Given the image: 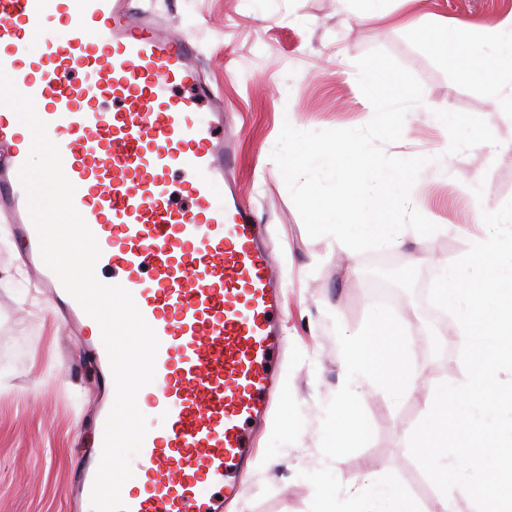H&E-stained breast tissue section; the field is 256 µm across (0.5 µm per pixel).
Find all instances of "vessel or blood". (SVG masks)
Here are the masks:
<instances>
[{
  "instance_id": "vessel-or-blood-1",
  "label": "vessel or blood",
  "mask_w": 512,
  "mask_h": 512,
  "mask_svg": "<svg viewBox=\"0 0 512 512\" xmlns=\"http://www.w3.org/2000/svg\"><path fill=\"white\" fill-rule=\"evenodd\" d=\"M0 69L33 98L59 147L101 250L96 272L131 293L159 339L154 380L137 402L153 425L121 490L128 512H224L284 390L275 368L282 287L235 195L238 154L195 43L134 0H0ZM31 143L0 105V214L50 300L108 365L99 325L41 257L19 179ZM98 465L91 459L75 478L82 502Z\"/></svg>"
}]
</instances>
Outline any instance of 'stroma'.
<instances>
[{
    "label": "stroma",
    "mask_w": 512,
    "mask_h": 512,
    "mask_svg": "<svg viewBox=\"0 0 512 512\" xmlns=\"http://www.w3.org/2000/svg\"><path fill=\"white\" fill-rule=\"evenodd\" d=\"M156 20L177 37H191L203 71L242 129L238 189L266 225L278 253L285 295L282 374L288 384L283 425L261 440L241 476L243 491L227 512H319L330 502L343 512L344 490L365 475L398 487L418 512H435L439 490L411 457L408 438L427 413L428 387L462 384L464 345L457 320L445 315L430 336L421 289L487 235L482 212L512 198V112L501 97L512 85L490 88L463 78L467 59L438 42L437 19L471 27L501 20L512 0H145ZM372 20H364L367 11ZM391 54L421 82L433 111L411 109L399 141L386 154L428 157L412 205L438 227L424 237L408 231L399 248L353 253L330 236L309 237L284 178L271 158L284 123L301 130L356 128L373 107L357 82L355 62L373 49ZM439 110L487 121L496 144L447 154ZM0 220V512H70L68 485L88 450L87 424L97 375L83 338L50 314ZM390 260L401 299L373 297L368 265ZM398 330L382 343L379 388L354 400L364 435L342 437L338 403L346 392L344 337L376 319ZM419 376L418 388L394 389L392 357ZM79 377L67 381V364Z\"/></svg>",
    "instance_id": "obj_1"
}]
</instances>
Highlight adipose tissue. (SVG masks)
I'll list each match as a JSON object with an SVG mask.
<instances>
[{"label": "adipose tissue", "mask_w": 512, "mask_h": 512, "mask_svg": "<svg viewBox=\"0 0 512 512\" xmlns=\"http://www.w3.org/2000/svg\"><path fill=\"white\" fill-rule=\"evenodd\" d=\"M440 30L444 35L445 44H448L452 52L478 58L486 48L497 44L504 36L512 35V16L498 24L479 28L462 29L444 23L441 24ZM390 333V326L381 322L369 331L347 340L344 370L349 398L342 402V409L350 408L351 397L376 389L377 382L373 377L372 367L381 340ZM346 494L367 504L371 512H416L412 501L398 488L378 484L367 475L359 481L350 483Z\"/></svg>", "instance_id": "ef3b65f1"}]
</instances>
